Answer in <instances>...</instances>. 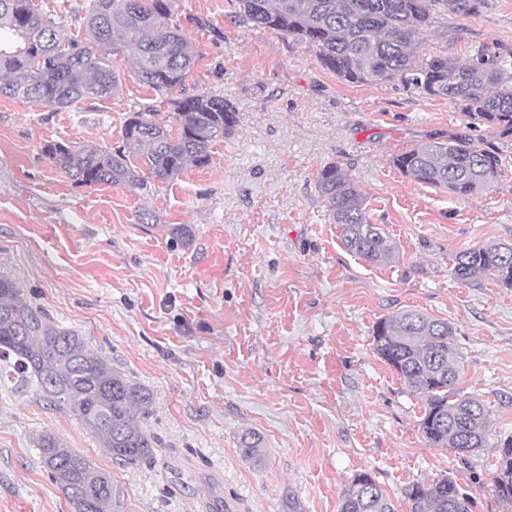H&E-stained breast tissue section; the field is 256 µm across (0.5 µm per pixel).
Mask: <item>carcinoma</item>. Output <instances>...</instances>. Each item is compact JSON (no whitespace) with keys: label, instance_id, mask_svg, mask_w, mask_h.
Masks as SVG:
<instances>
[{"label":"carcinoma","instance_id":"cac0c4a2","mask_svg":"<svg viewBox=\"0 0 512 512\" xmlns=\"http://www.w3.org/2000/svg\"><path fill=\"white\" fill-rule=\"evenodd\" d=\"M236 17L316 50L319 63L349 84L399 79L419 93L458 103L464 114L488 127L512 128V72L489 49L467 62L453 56L421 58L418 48L435 10L469 15L481 0H231ZM172 0H91L87 38H64L55 18L34 0H0V96L71 109L103 99L120 88L114 65L132 53L139 81L152 89L171 113L156 106L132 110L123 121L121 144L81 147L48 142L43 152L78 187L123 186L145 190L170 182L188 166L211 163L212 144L238 125L234 102L211 91L188 92L185 81L198 48L171 19ZM139 163H134V160ZM410 179L468 198L492 188L503 175L499 153L470 139L423 142L393 158ZM317 188L343 248L370 265L389 264L396 250L382 228L370 223L366 197L357 181L336 164L324 166ZM172 239L188 246L187 224L170 228ZM462 283L487 277L512 288V244H478L457 252L449 268ZM375 354L424 402L419 428L426 441L460 455L487 444L485 406L455 389L461 378L460 353L452 326L418 310L380 318L372 328ZM0 379L20 386L36 383L51 405L76 416L118 463L155 458L158 438L145 421L153 392L98 354L89 341L57 326L28 303L18 283L0 275ZM261 436L240 439L243 457L257 462ZM500 464L492 477L498 502L512 509V437L500 442ZM42 466L73 512H122L112 478L52 434L39 442ZM411 512H471L472 499L455 479L443 475L406 491ZM340 512H396L384 489L368 473L354 476L341 495Z\"/></svg>","mask_w":512,"mask_h":512}]
</instances>
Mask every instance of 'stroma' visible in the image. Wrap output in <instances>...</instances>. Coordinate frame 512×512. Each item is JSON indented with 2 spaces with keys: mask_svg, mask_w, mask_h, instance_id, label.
Masks as SVG:
<instances>
[{
  "mask_svg": "<svg viewBox=\"0 0 512 512\" xmlns=\"http://www.w3.org/2000/svg\"><path fill=\"white\" fill-rule=\"evenodd\" d=\"M174 10L201 53L189 85L238 109L209 166L132 191L75 186L44 155L52 141L121 142L128 112L155 97L128 55L107 99L64 111L0 97V274L153 391L147 426L161 443L152 463L119 465L68 412L1 381L0 512H71L41 464L47 431L110 474L124 512H339L361 472L397 512H410L409 487L445 474L474 512H503L491 480L497 442L512 435V289L448 268L475 244L512 243V130L399 80L346 83L314 48L238 21L231 0ZM481 48L512 69V0L438 13L420 52L463 61ZM455 138L500 154L492 189L459 198L392 163ZM331 163L358 181L393 263L342 248L316 188ZM174 224L191 226L189 246L173 243ZM404 309L455 330L458 389L490 422L467 458L424 439L422 401L373 351V325ZM249 430L264 440L258 463L240 453Z\"/></svg>",
  "mask_w": 512,
  "mask_h": 512,
  "instance_id": "35a3bbf8",
  "label": "stroma"
}]
</instances>
